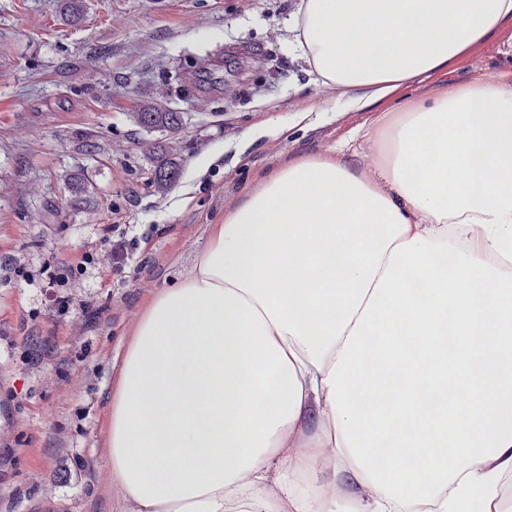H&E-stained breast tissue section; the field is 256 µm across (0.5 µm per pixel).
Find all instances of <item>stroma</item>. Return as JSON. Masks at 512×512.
<instances>
[{"instance_id":"35a3bbf8","label":"stroma","mask_w":512,"mask_h":512,"mask_svg":"<svg viewBox=\"0 0 512 512\" xmlns=\"http://www.w3.org/2000/svg\"><path fill=\"white\" fill-rule=\"evenodd\" d=\"M298 2L0 0V260L17 261L0 267V512H118L106 464L113 356L227 207L408 94L512 67L510 27L451 72L334 112L294 49ZM162 93L183 127L135 125L131 113ZM147 141L170 146L179 168L162 193ZM118 234L138 243L119 267ZM84 257L86 273L52 289L23 275Z\"/></svg>"}]
</instances>
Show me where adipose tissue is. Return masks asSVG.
<instances>
[{
  "instance_id": "1",
  "label": "adipose tissue",
  "mask_w": 512,
  "mask_h": 512,
  "mask_svg": "<svg viewBox=\"0 0 512 512\" xmlns=\"http://www.w3.org/2000/svg\"><path fill=\"white\" fill-rule=\"evenodd\" d=\"M292 25L362 110L512 0H299ZM360 140L264 179L139 317L109 399L121 512H512V70Z\"/></svg>"
}]
</instances>
